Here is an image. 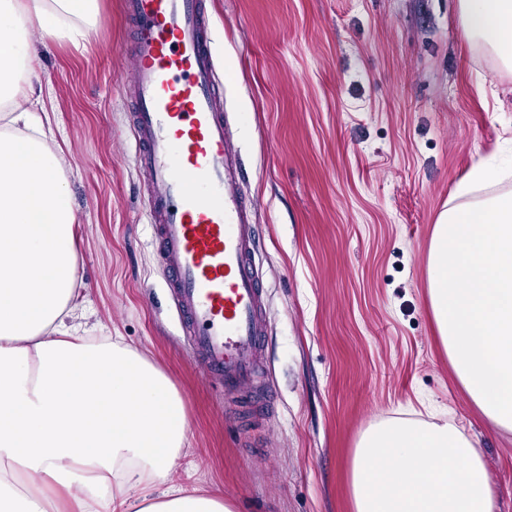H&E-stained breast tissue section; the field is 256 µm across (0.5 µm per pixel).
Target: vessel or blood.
Masks as SVG:
<instances>
[{
	"label": "vessel or blood",
	"instance_id": "obj_1",
	"mask_svg": "<svg viewBox=\"0 0 512 512\" xmlns=\"http://www.w3.org/2000/svg\"><path fill=\"white\" fill-rule=\"evenodd\" d=\"M122 7L132 25L122 86L157 264L193 357L225 388H239L260 363L266 295L205 0Z\"/></svg>",
	"mask_w": 512,
	"mask_h": 512
}]
</instances>
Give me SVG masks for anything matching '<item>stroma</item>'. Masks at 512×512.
<instances>
[{
	"label": "stroma",
	"instance_id": "obj_1",
	"mask_svg": "<svg viewBox=\"0 0 512 512\" xmlns=\"http://www.w3.org/2000/svg\"><path fill=\"white\" fill-rule=\"evenodd\" d=\"M98 2L85 51L38 47L93 308L77 321L171 380L187 419L176 483L223 487L233 512H351L362 434L437 417L483 454L494 512H512V433L456 378L427 288L457 185L512 160V70L468 41L459 0H206L268 301L258 378L238 390L192 359L156 265L119 85L129 24L121 0Z\"/></svg>",
	"mask_w": 512,
	"mask_h": 512
}]
</instances>
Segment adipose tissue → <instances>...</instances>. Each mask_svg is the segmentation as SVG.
Returning <instances> with one entry per match:
<instances>
[{
  "label": "adipose tissue",
  "instance_id": "obj_1",
  "mask_svg": "<svg viewBox=\"0 0 512 512\" xmlns=\"http://www.w3.org/2000/svg\"><path fill=\"white\" fill-rule=\"evenodd\" d=\"M470 41L512 67V0H459ZM98 0H0V512H232L173 480L183 402L136 349L68 324L77 216L49 120L28 111L35 38L84 47ZM478 161L428 248L435 331L482 415L512 432V191ZM354 512H494L482 453L453 423L395 419L360 438Z\"/></svg>",
  "mask_w": 512,
  "mask_h": 512
}]
</instances>
